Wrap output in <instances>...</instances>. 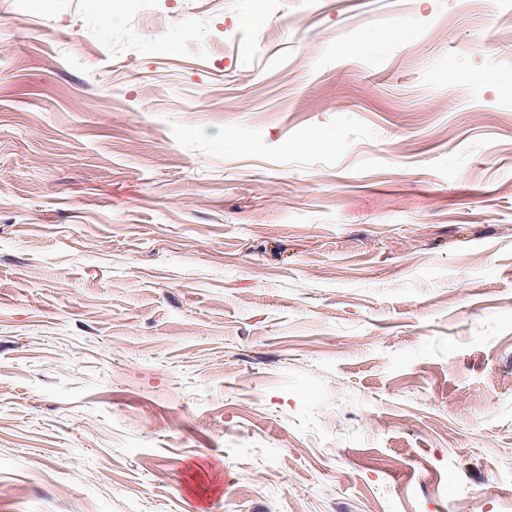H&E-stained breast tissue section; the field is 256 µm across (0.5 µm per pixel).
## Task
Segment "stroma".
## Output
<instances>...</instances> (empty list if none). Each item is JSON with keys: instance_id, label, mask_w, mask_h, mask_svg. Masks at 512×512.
<instances>
[{"instance_id": "obj_1", "label": "stroma", "mask_w": 512, "mask_h": 512, "mask_svg": "<svg viewBox=\"0 0 512 512\" xmlns=\"http://www.w3.org/2000/svg\"><path fill=\"white\" fill-rule=\"evenodd\" d=\"M0 512H512V0H0Z\"/></svg>"}]
</instances>
